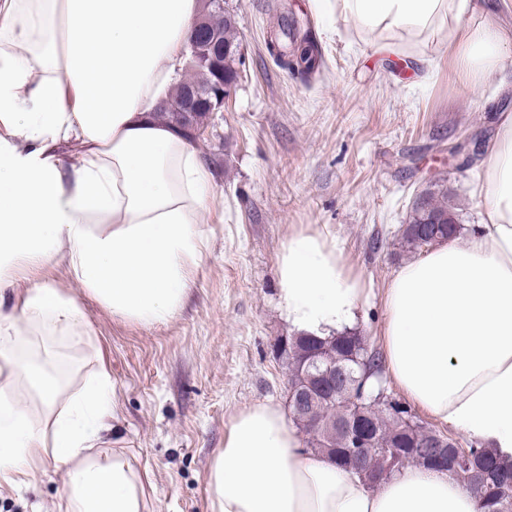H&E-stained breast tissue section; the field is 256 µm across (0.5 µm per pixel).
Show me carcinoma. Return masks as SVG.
Wrapping results in <instances>:
<instances>
[{
    "label": "carcinoma",
    "instance_id": "carcinoma-1",
    "mask_svg": "<svg viewBox=\"0 0 512 512\" xmlns=\"http://www.w3.org/2000/svg\"><path fill=\"white\" fill-rule=\"evenodd\" d=\"M281 24L279 31L269 43L270 54L277 63L297 72L301 76H309L316 72L322 64V56L310 37V21L307 16L299 14L282 5ZM213 23L224 30V44L237 47L240 45L239 22L235 15L228 13L216 18ZM455 205L448 194V186L435 183L426 188L423 198L412 205L409 223L402 233V244L408 250H417L431 242L446 239L459 233ZM431 236L433 241L423 242L422 236ZM341 341L333 336L315 342L311 337H300L291 344L287 351L288 371H294L297 360L310 349L322 350L327 359L343 364L353 370V375L360 378L364 375L376 378L383 370L381 353L370 346L363 336L355 333L343 334ZM358 425L378 435L380 444L396 452L403 451L409 457L411 466H431L427 458L418 454L417 449L423 447L419 436L399 422L392 407L383 406L379 410L366 405L359 412ZM347 440L343 433L329 436V447L313 448V453L336 454V458L344 468L349 467V455L346 451ZM460 456L470 457L485 470L484 485L485 506L488 509H500L506 491L512 492V464L502 463L495 454L482 445H469L461 449Z\"/></svg>",
    "mask_w": 512,
    "mask_h": 512
}]
</instances>
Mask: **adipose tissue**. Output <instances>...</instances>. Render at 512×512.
Returning a JSON list of instances; mask_svg holds the SVG:
<instances>
[{
    "label": "adipose tissue",
    "mask_w": 512,
    "mask_h": 512,
    "mask_svg": "<svg viewBox=\"0 0 512 512\" xmlns=\"http://www.w3.org/2000/svg\"><path fill=\"white\" fill-rule=\"evenodd\" d=\"M378 51L445 45L470 85L505 81L512 35L484 0H314ZM201 0H0V299L15 272L66 260L113 316L161 323L181 307L210 173L191 140L158 116ZM481 221L402 265L383 298V358L401 392L436 421L512 464V113L499 116L478 189ZM280 309L300 333L350 326L365 294L319 228L292 233L278 261ZM88 325L58 288H29L0 310V477L51 455L66 472L60 512H145L143 475L96 452L112 412L99 372L57 383L54 345ZM42 405L33 415L31 398ZM212 512H482L448 474L402 470L378 486L308 454L273 405L233 419L211 463Z\"/></svg>",
    "instance_id": "obj_1"
}]
</instances>
